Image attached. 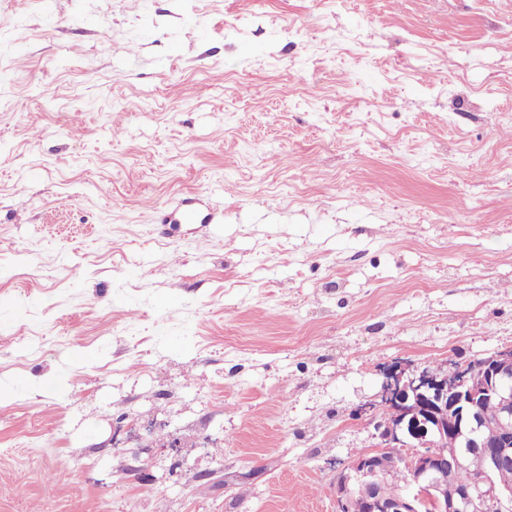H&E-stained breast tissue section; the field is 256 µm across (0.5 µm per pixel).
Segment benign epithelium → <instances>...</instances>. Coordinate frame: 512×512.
Masks as SVG:
<instances>
[{
    "mask_svg": "<svg viewBox=\"0 0 512 512\" xmlns=\"http://www.w3.org/2000/svg\"><path fill=\"white\" fill-rule=\"evenodd\" d=\"M378 401L366 410H380L379 448L349 461L336 476V512H348L351 500L365 512H512V349L479 360L474 371L457 365L451 371L411 368L395 361L380 370ZM497 405V435L480 437L487 416L483 404ZM449 436L461 450L451 459L431 452ZM409 452L386 466L380 449ZM467 468L477 474L474 484L448 489V474ZM410 479L399 494L384 499L378 488L395 471Z\"/></svg>",
    "mask_w": 512,
    "mask_h": 512,
    "instance_id": "benign-epithelium-1",
    "label": "benign epithelium"
}]
</instances>
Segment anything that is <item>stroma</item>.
Masks as SVG:
<instances>
[{
  "mask_svg": "<svg viewBox=\"0 0 512 512\" xmlns=\"http://www.w3.org/2000/svg\"><path fill=\"white\" fill-rule=\"evenodd\" d=\"M511 120L512 0H0V512H336L512 349Z\"/></svg>",
  "mask_w": 512,
  "mask_h": 512,
  "instance_id": "stroma-1",
  "label": "stroma"
}]
</instances>
